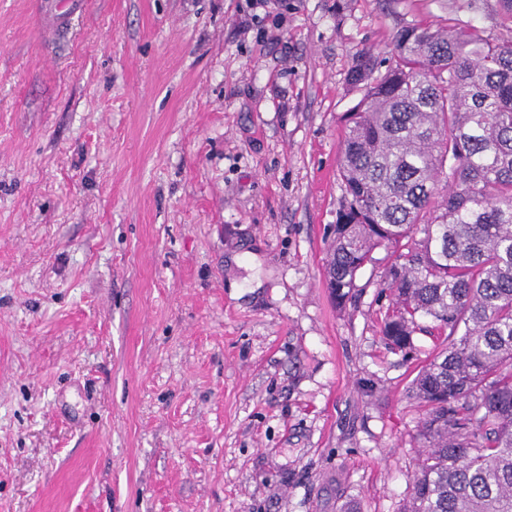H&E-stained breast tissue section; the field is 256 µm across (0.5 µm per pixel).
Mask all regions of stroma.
I'll return each mask as SVG.
<instances>
[{
  "mask_svg": "<svg viewBox=\"0 0 512 512\" xmlns=\"http://www.w3.org/2000/svg\"><path fill=\"white\" fill-rule=\"evenodd\" d=\"M501 0H0V512H403L380 247L326 284L344 118Z\"/></svg>",
  "mask_w": 512,
  "mask_h": 512,
  "instance_id": "35a3bbf8",
  "label": "stroma"
}]
</instances>
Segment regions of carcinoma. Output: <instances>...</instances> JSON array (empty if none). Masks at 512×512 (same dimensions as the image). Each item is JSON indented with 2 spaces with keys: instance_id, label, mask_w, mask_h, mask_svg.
Returning <instances> with one entry per match:
<instances>
[{
  "instance_id": "cac0c4a2",
  "label": "carcinoma",
  "mask_w": 512,
  "mask_h": 512,
  "mask_svg": "<svg viewBox=\"0 0 512 512\" xmlns=\"http://www.w3.org/2000/svg\"><path fill=\"white\" fill-rule=\"evenodd\" d=\"M393 51L346 116L327 285L345 303L389 246L387 344L421 319L448 339L410 387L426 451L403 512H512V40L413 24Z\"/></svg>"
}]
</instances>
